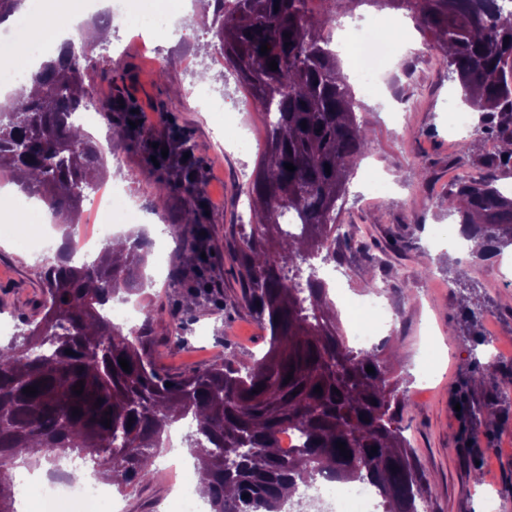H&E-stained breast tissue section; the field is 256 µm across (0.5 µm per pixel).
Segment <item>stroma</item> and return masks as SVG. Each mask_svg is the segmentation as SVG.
<instances>
[{
	"instance_id": "obj_1",
	"label": "stroma",
	"mask_w": 512,
	"mask_h": 512,
	"mask_svg": "<svg viewBox=\"0 0 512 512\" xmlns=\"http://www.w3.org/2000/svg\"><path fill=\"white\" fill-rule=\"evenodd\" d=\"M180 16L176 31H164L155 50L134 33L112 29L93 52L96 73L87 97L96 104L122 87L159 121L152 132L140 128L129 135L125 113L97 112L88 130L112 143L104 183L118 192L110 202L113 224L140 222L146 237L167 244L163 255L149 257L150 316L138 330L158 369L171 378L205 369L230 352L248 359L268 349L260 319L241 299L233 260L252 221L245 191L265 149L261 115L234 77L212 66L211 54H198V44L214 41L200 12ZM187 56L196 59V68L184 65ZM351 69L357 116L372 119L373 131L336 220L351 237L338 255L329 296L359 305L373 295L370 280L389 285L380 301L393 320L370 347L391 376L405 379L400 427L428 479L420 512H512V269L504 265L512 250L492 261H452L438 236L452 223L449 184L477 158L497 154L500 144L478 133L479 114L463 104L442 59L423 64L393 54L386 83L372 92L357 76L359 62ZM204 73L211 76L209 92L243 123L248 145L236 144L238 130L224 128L220 117L186 99L187 87ZM452 109L468 115L454 136ZM175 135L188 139L192 167L203 182L208 213L200 218L202 238L187 230L165 237L167 225L182 223L187 197L179 189L157 197L156 183L169 173L154 165L147 145ZM367 170L383 174L388 190L382 198L368 191ZM29 220L18 213L0 217V229L13 238L0 244V322L10 324L0 330L2 344L24 321L38 318L43 300L46 259L28 245ZM426 262L434 274L422 279L417 272ZM424 357L433 374L423 382L417 365ZM463 399L470 409L456 413ZM486 403L495 407L494 421L477 412ZM156 466L155 481L113 492L118 512H175L174 476L165 461Z\"/></svg>"
}]
</instances>
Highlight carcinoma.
<instances>
[{
    "label": "carcinoma",
    "mask_w": 512,
    "mask_h": 512,
    "mask_svg": "<svg viewBox=\"0 0 512 512\" xmlns=\"http://www.w3.org/2000/svg\"><path fill=\"white\" fill-rule=\"evenodd\" d=\"M309 2L214 0L209 23L213 49L258 106L266 132L260 170L248 187L254 224L236 255L243 299L268 331L266 353L251 362L230 353L177 379L161 374L141 336L104 312L106 304L141 296L151 285L149 240L131 238L121 263L112 259L109 240L94 260L77 265L66 232L44 273L40 318L0 344V464L20 459L37 466L43 459L56 465L81 449L101 479L123 473L122 492L156 478L153 458L163 433L190 416L196 427L186 442L209 484L211 512H285L290 496L282 489L324 473L376 486L383 512H418L424 475L396 413L406 379L391 377L377 354L348 345L327 284L303 269L319 256L336 259V203L369 148L354 92L325 36L336 4L315 12ZM384 2L414 8L434 40L431 48L442 53L448 78L481 113L478 132L512 145V12L498 0ZM265 43L269 52L262 54ZM93 50L92 42L79 55L64 48L28 74L30 86L0 101V174L26 171L21 193L71 224L85 191L106 171L99 143L71 121L72 111L86 103ZM135 108L131 96L102 101L104 111L128 112L139 121ZM510 163L512 151L482 157L476 170L462 172L448 188V215L458 216L463 235L484 239L492 254L512 245V196L494 175ZM290 217L302 225L300 232L283 230ZM368 366L374 372H366ZM80 380L78 395L73 387ZM28 386L38 393H24ZM75 407L80 414H73ZM108 418L107 428L102 421ZM288 427L298 429L305 444L285 457L278 435ZM339 441L351 457L340 455ZM33 446L41 459L30 461ZM14 495L13 480L0 473V512H14Z\"/></svg>",
    "instance_id": "carcinoma-1"
}]
</instances>
